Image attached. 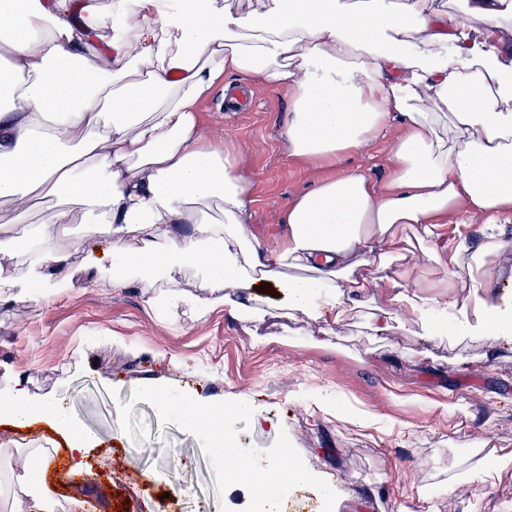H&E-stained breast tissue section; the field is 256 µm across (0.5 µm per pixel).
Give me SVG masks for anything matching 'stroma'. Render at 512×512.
Here are the masks:
<instances>
[{"label": "stroma", "mask_w": 512, "mask_h": 512, "mask_svg": "<svg viewBox=\"0 0 512 512\" xmlns=\"http://www.w3.org/2000/svg\"><path fill=\"white\" fill-rule=\"evenodd\" d=\"M206 133L235 147L252 188L261 245L284 237L289 200L331 175L290 157L286 92L235 76L201 106ZM69 290L0 305V389L26 379L44 406L65 407L87 438L85 466L64 447L46 470L73 512H254L255 494L227 489L209 444L162 403L166 392L227 408L224 426L254 464L295 456L309 481L289 487L319 512H507L512 470L494 486L466 473L512 451V348L421 341L408 319L368 336L364 318L318 325L271 313L256 335L218 310L158 318L140 287L103 293L74 261ZM322 342L310 344V332ZM247 411H237L238 403Z\"/></svg>", "instance_id": "1"}]
</instances>
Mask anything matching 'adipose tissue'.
<instances>
[{
    "label": "adipose tissue",
    "instance_id": "obj_1",
    "mask_svg": "<svg viewBox=\"0 0 512 512\" xmlns=\"http://www.w3.org/2000/svg\"><path fill=\"white\" fill-rule=\"evenodd\" d=\"M255 23L218 0H132L119 36L97 0H0V304L57 296L75 257L143 303L220 309L252 331L269 307L372 335L408 315L422 335L512 342V302L479 290L484 253L512 223V0H263ZM287 92L291 156L336 166L390 137L385 186L360 168L321 179L284 210L280 247L251 228L252 190L197 107L224 76ZM50 223L15 237L37 203ZM481 216L480 247L452 217ZM105 241L96 252L87 237ZM468 284L450 303L403 289L413 255ZM384 271L377 303L366 266ZM30 468L0 466V512H59Z\"/></svg>",
    "mask_w": 512,
    "mask_h": 512
}]
</instances>
